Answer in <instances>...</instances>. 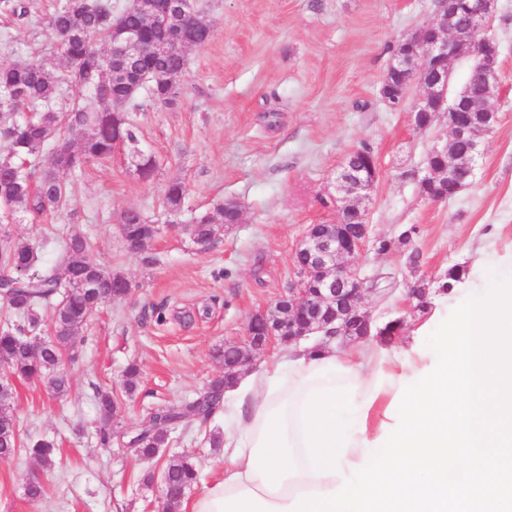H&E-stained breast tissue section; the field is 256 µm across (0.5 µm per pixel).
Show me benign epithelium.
I'll return each instance as SVG.
<instances>
[{"instance_id": "benign-epithelium-1", "label": "benign epithelium", "mask_w": 512, "mask_h": 512, "mask_svg": "<svg viewBox=\"0 0 512 512\" xmlns=\"http://www.w3.org/2000/svg\"><path fill=\"white\" fill-rule=\"evenodd\" d=\"M465 9L467 25L455 22L459 9ZM496 0H443L430 20L406 35L402 50L391 57L382 80L380 94L393 111L411 105L412 124L425 130L447 119L448 130L432 146L429 156L448 157V165L436 170L425 167L420 192L428 200L439 202L445 196L436 184H454L459 173L474 171L481 154L484 136L499 121V46L491 33ZM464 64L483 86L477 103L469 105L452 91L453 66ZM420 95L410 99L413 88ZM378 179V168L361 169L347 155L333 181L338 211L334 224H311L296 246L300 280L275 307L288 303V320L275 322L273 310L257 311L249 317L245 339L234 344L237 355L224 360V383L239 376L243 368L266 353L274 342L291 343L313 334L327 344L339 337L354 338L355 330L370 323L360 312L365 279L354 266V259L370 239L367 204Z\"/></svg>"}]
</instances>
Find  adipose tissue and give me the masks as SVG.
<instances>
[{
  "label": "adipose tissue",
  "mask_w": 512,
  "mask_h": 512,
  "mask_svg": "<svg viewBox=\"0 0 512 512\" xmlns=\"http://www.w3.org/2000/svg\"><path fill=\"white\" fill-rule=\"evenodd\" d=\"M475 265L406 344L293 345L239 375L188 512H512V257Z\"/></svg>",
  "instance_id": "ef3b65f1"
}]
</instances>
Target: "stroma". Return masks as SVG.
Wrapping results in <instances>:
<instances>
[{
	"mask_svg": "<svg viewBox=\"0 0 512 512\" xmlns=\"http://www.w3.org/2000/svg\"><path fill=\"white\" fill-rule=\"evenodd\" d=\"M436 3L199 0L213 34L188 50L176 102L162 107L141 97V109L129 115L137 146L64 175V208L10 226L36 243L49 238L41 256L56 265L69 233H83L90 257L133 288L90 319L78 362L64 367L65 396L49 397L38 382L17 384L11 409L21 437L54 440L59 454L49 471L22 451L0 462V512H156L161 485L143 482L153 462L117 442L97 445L95 388L112 389L119 428L135 430L148 425L151 410L180 404L222 375L217 349L240 341L250 315L296 285L293 256L306 227L336 222L332 180L354 149L369 147L379 168L372 240L355 261L362 278L379 283L362 300L374 326L401 316L413 329L423 316L410 295L416 280L437 288L448 266L471 265L478 246L512 253V0H497L491 28L500 46L499 122L484 138L470 185L454 198L433 203L418 186L446 123L415 130L409 110L392 111L380 96L392 47L422 27ZM54 53L40 14L22 26L0 15V64ZM137 149L157 161L150 178L134 166ZM176 179L187 193L172 218L163 200ZM227 198L243 205L241 223L198 248L185 225ZM128 209L162 229L154 263L123 246L119 222ZM404 233L410 243L402 247ZM382 239L392 248L380 250ZM413 250L420 254L415 269ZM132 362L142 375L129 394L122 372ZM223 432L219 409L207 423L184 422L163 453L193 454L209 480L224 467L209 436ZM34 477L45 487L37 501L24 494Z\"/></svg>",
	"mask_w": 512,
	"mask_h": 512,
	"instance_id": "1",
	"label": "stroma"
}]
</instances>
